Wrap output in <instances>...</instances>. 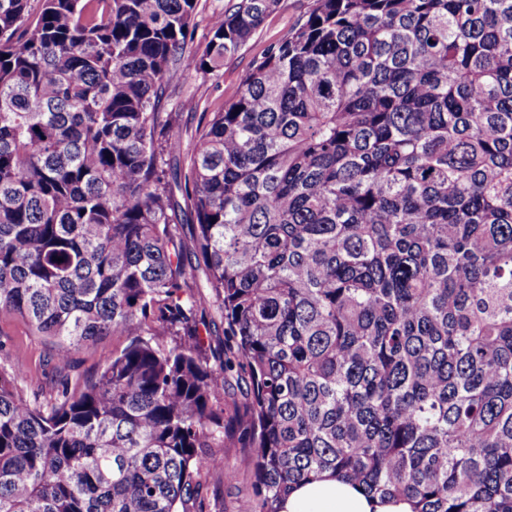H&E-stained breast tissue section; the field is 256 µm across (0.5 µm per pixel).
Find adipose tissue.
<instances>
[{"mask_svg": "<svg viewBox=\"0 0 512 512\" xmlns=\"http://www.w3.org/2000/svg\"><path fill=\"white\" fill-rule=\"evenodd\" d=\"M280 512H412V507L402 498L367 494L326 472L294 487L282 499Z\"/></svg>", "mask_w": 512, "mask_h": 512, "instance_id": "ef3b65f1", "label": "adipose tissue"}]
</instances>
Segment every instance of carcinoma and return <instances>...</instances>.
<instances>
[{"label": "carcinoma", "instance_id": "obj_1", "mask_svg": "<svg viewBox=\"0 0 512 512\" xmlns=\"http://www.w3.org/2000/svg\"><path fill=\"white\" fill-rule=\"evenodd\" d=\"M195 2L0 0V322L61 373L0 364V512H188L229 437L252 512L324 471L512 512V0H312L186 150L167 76L279 4L199 52ZM1 330V344L9 352L5 361L7 369L12 372L20 368L28 374L43 376L44 395L47 398L53 397L57 389L51 369L47 366L51 353L49 342L43 337L32 335L21 319L2 323ZM44 395L40 397L42 400ZM119 344L112 336H104L98 343L90 348L77 352L73 357L72 379L90 378L99 369L105 359L112 356V351L117 349Z\"/></svg>", "mask_w": 512, "mask_h": 512}]
</instances>
